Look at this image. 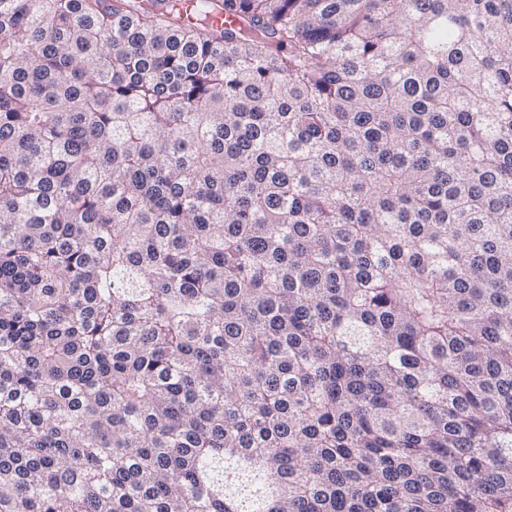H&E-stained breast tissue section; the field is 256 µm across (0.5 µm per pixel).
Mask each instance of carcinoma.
Masks as SVG:
<instances>
[{"label": "carcinoma", "instance_id": "1", "mask_svg": "<svg viewBox=\"0 0 512 512\" xmlns=\"http://www.w3.org/2000/svg\"><path fill=\"white\" fill-rule=\"evenodd\" d=\"M182 9L0 0V512H512V0Z\"/></svg>", "mask_w": 512, "mask_h": 512}]
</instances>
